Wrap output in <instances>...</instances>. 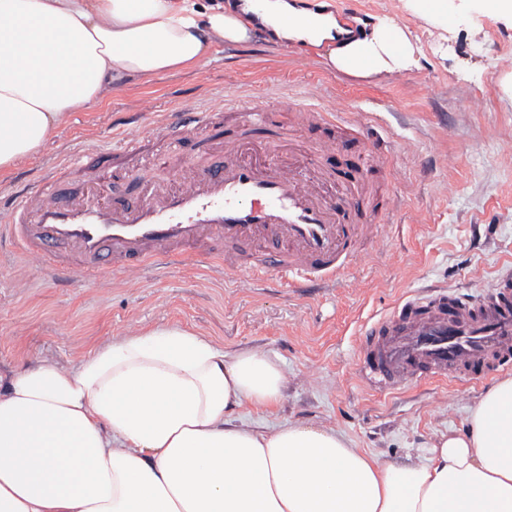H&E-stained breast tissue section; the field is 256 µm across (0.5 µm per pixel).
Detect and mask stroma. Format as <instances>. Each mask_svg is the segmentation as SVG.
Returning <instances> with one entry per match:
<instances>
[{
  "label": "stroma",
  "mask_w": 512,
  "mask_h": 512,
  "mask_svg": "<svg viewBox=\"0 0 512 512\" xmlns=\"http://www.w3.org/2000/svg\"><path fill=\"white\" fill-rule=\"evenodd\" d=\"M345 2L362 9L364 20L384 16L408 27L422 49L418 67L363 79L328 68L323 45L314 46L307 67L260 38L218 46L199 66L120 85L101 105L71 113L36 157L0 183V198L85 155L99 156L102 173L119 171L104 192L136 197L165 113L252 94L269 105L285 95L303 102L314 88L321 103L356 109L368 139L384 140L390 153L399 202L384 219L383 242L364 245L335 286L305 290L271 278L255 283L247 271L231 275L206 260L135 279L116 274L94 286L81 274L58 277L1 251V373L45 358L71 366L112 337L180 324L226 356L259 351L281 363L288 383L279 405L270 413L243 409L248 423L332 427L390 463L415 460L435 435L464 426L491 379L383 393L360 379L355 356L361 324L400 297L430 286L474 295L512 271V103L499 88L512 72V21L473 10L474 0H452L458 25L439 42L401 0ZM146 95L154 112L132 122L134 100ZM224 129L216 124L206 146L189 140L171 147L172 165L222 161ZM134 130L145 137L140 154H112Z\"/></svg>",
  "instance_id": "35a3bbf8"
}]
</instances>
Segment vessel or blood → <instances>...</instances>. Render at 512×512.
I'll return each mask as SVG.
<instances>
[{"mask_svg": "<svg viewBox=\"0 0 512 512\" xmlns=\"http://www.w3.org/2000/svg\"><path fill=\"white\" fill-rule=\"evenodd\" d=\"M303 126L331 127L316 156L301 161L270 154L258 162L240 156L275 123L274 113L252 99L228 98L236 127L224 138L220 166L183 176L174 190L155 187L132 201L119 193L98 201L67 198L65 167L46 172L35 189L15 194L0 209V240L10 239L41 267L57 269L74 259L86 276L101 280L120 271L130 276L189 256L235 263L258 256L254 274L284 285L333 282L349 268L362 241H380L379 217L398 203L394 190L375 199L360 169L348 178L320 165L346 141L363 137L345 106L318 107L292 99ZM213 125V114L184 107L167 114L166 135L187 140ZM373 389L396 392L425 379L479 381L512 365V273L500 274L490 290L464 296L438 290L409 295L361 332L355 358Z\"/></svg>", "mask_w": 512, "mask_h": 512, "instance_id": "b4317fda", "label": "vessel or blood"}]
</instances>
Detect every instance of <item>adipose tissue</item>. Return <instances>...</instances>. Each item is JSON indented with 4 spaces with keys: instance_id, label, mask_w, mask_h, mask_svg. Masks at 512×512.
Returning a JSON list of instances; mask_svg holds the SVG:
<instances>
[{
    "instance_id": "1",
    "label": "adipose tissue",
    "mask_w": 512,
    "mask_h": 512,
    "mask_svg": "<svg viewBox=\"0 0 512 512\" xmlns=\"http://www.w3.org/2000/svg\"><path fill=\"white\" fill-rule=\"evenodd\" d=\"M222 0H0V176L120 84L204 63L257 35ZM278 40L328 43V67L386 77L421 52L389 18L338 39L332 15L268 0ZM269 355L225 356L178 324L64 368L0 374V512H512V378L416 461L383 463L331 427L237 422L274 408Z\"/></svg>"
}]
</instances>
